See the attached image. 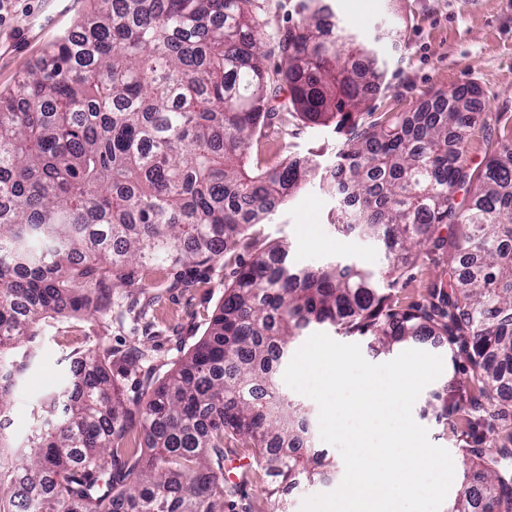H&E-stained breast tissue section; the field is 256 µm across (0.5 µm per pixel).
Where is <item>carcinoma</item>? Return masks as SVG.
I'll return each instance as SVG.
<instances>
[{
	"label": "carcinoma",
	"mask_w": 512,
	"mask_h": 512,
	"mask_svg": "<svg viewBox=\"0 0 512 512\" xmlns=\"http://www.w3.org/2000/svg\"><path fill=\"white\" fill-rule=\"evenodd\" d=\"M77 29L0 95V412L28 364L16 355L43 319L104 309L99 293L137 266L203 265L245 242L314 180L346 194L331 225L380 245L377 270L294 264L289 245L256 254L224 290L205 336L127 405L108 351L73 359L22 444L0 429V512H225L224 440L250 441L276 494L321 482L332 461L278 368L311 327L365 336L390 353L444 336L478 393L429 394L438 421L464 404L512 419V140L467 162L490 130L463 87L380 126L349 127L336 161L247 159L275 113L264 61L301 118L357 111L384 72L325 23L317 0L270 37L260 0H89ZM465 190L460 197L458 192ZM442 260L426 302L389 288L423 249ZM448 512H512V437L458 449Z\"/></svg>",
	"instance_id": "cac0c4a2"
}]
</instances>
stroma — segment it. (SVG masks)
I'll list each match as a JSON object with an SVG mask.
<instances>
[{
	"instance_id": "stroma-1",
	"label": "stroma",
	"mask_w": 512,
	"mask_h": 512,
	"mask_svg": "<svg viewBox=\"0 0 512 512\" xmlns=\"http://www.w3.org/2000/svg\"><path fill=\"white\" fill-rule=\"evenodd\" d=\"M331 21L357 41L369 45L386 77L358 114L359 125L369 126L394 114L415 111L436 95L477 86L478 105L493 117L495 136L481 129L469 135L467 160L483 162L496 135H512V0H321ZM88 0H0V94L12 91L25 67L38 59L71 29L88 10ZM277 112L262 131L251 154L268 166L285 153L332 163L346 138L337 122L313 126L297 115L287 87H280L272 101ZM337 197L315 187L299 192L265 223L254 225L247 243L219 260L177 269L152 272L135 269L128 283L112 297L111 313L58 317L40 324L31 347L35 357L17 386L9 409L0 414L10 433L24 439L33 423V410L43 395L68 372L75 356L112 351L116 357L137 355V369L118 378L126 399H136L151 382L163 377L204 335L224 300V287L240 267L275 240L292 244L290 258L356 262L370 269L384 265L377 244L358 236H337L329 222ZM442 267L435 256H422L392 289L396 306L422 303L428 286ZM423 351L441 355L444 371L432 389L451 385L465 390L476 383V374L465 359H452L445 339L422 343ZM414 420L429 431L431 441L449 452L475 440L500 441L512 433V423L490 416L475 425L460 419L436 421L418 397ZM344 466L328 472L324 481L308 488L270 495V479L255 470L237 486L231 501L234 512H300L305 498L336 489Z\"/></svg>"
}]
</instances>
